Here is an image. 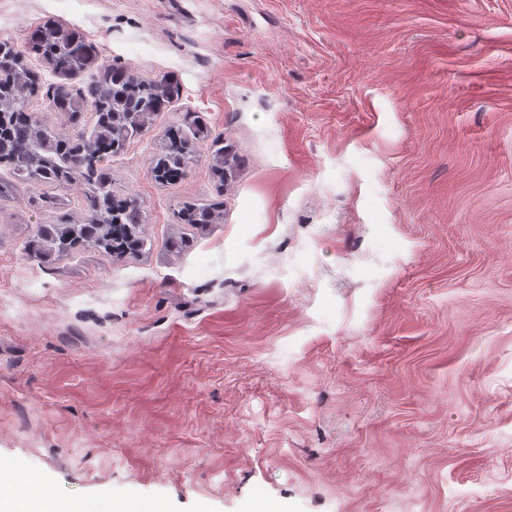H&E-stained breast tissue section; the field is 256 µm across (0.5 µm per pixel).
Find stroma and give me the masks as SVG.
Listing matches in <instances>:
<instances>
[{
	"label": "stroma",
	"instance_id": "1",
	"mask_svg": "<svg viewBox=\"0 0 512 512\" xmlns=\"http://www.w3.org/2000/svg\"><path fill=\"white\" fill-rule=\"evenodd\" d=\"M48 19L180 95L110 166L140 252L41 262L86 185L0 162V464L69 504L512 512V0H0L17 50ZM27 64L42 126L92 124ZM189 140L179 130L171 133L165 151L153 168L154 176L160 181H177L187 175L189 160L192 158ZM214 160V173L222 179L224 183L225 181L227 182L229 178L233 177V174L243 162L242 156L237 153L232 145L218 148L214 153ZM219 219L217 210L210 207L188 206L181 214V221L184 224H194L206 226L207 224H215Z\"/></svg>",
	"mask_w": 512,
	"mask_h": 512
}]
</instances>
